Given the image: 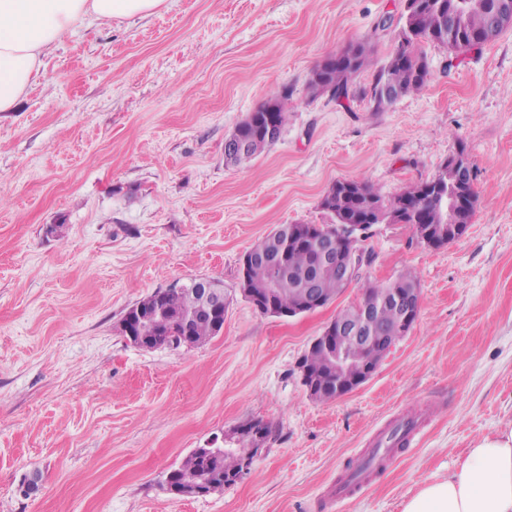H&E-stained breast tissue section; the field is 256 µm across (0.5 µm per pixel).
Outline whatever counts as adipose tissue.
I'll return each instance as SVG.
<instances>
[{"mask_svg": "<svg viewBox=\"0 0 512 512\" xmlns=\"http://www.w3.org/2000/svg\"><path fill=\"white\" fill-rule=\"evenodd\" d=\"M166 0H0V112L13 111L65 32L146 16ZM403 512H512V430L474 441L459 470L424 484Z\"/></svg>", "mask_w": 512, "mask_h": 512, "instance_id": "adipose-tissue-1", "label": "adipose tissue"}]
</instances>
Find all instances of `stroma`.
<instances>
[{
	"label": "stroma",
	"instance_id": "35a3bbf8",
	"mask_svg": "<svg viewBox=\"0 0 512 512\" xmlns=\"http://www.w3.org/2000/svg\"><path fill=\"white\" fill-rule=\"evenodd\" d=\"M405 0H167L146 17L64 33L14 111L0 112V512H402L452 475L473 441L512 428V28L478 51L426 46L420 92L374 111L313 93L329 56L364 43L370 84ZM287 95L278 140L250 162L224 141ZM464 151L477 202L466 233L421 244L374 225L371 253L331 303L260 313L240 290L254 244L281 224H326L339 179L385 197ZM420 281L414 327L373 376L312 399L298 362L363 283ZM220 281L224 330L143 350L129 307L176 281ZM425 425L362 490L329 489L404 417ZM260 420L263 452L234 485L167 492L193 449ZM37 475L38 489L20 490Z\"/></svg>",
	"mask_w": 512,
	"mask_h": 512
}]
</instances>
